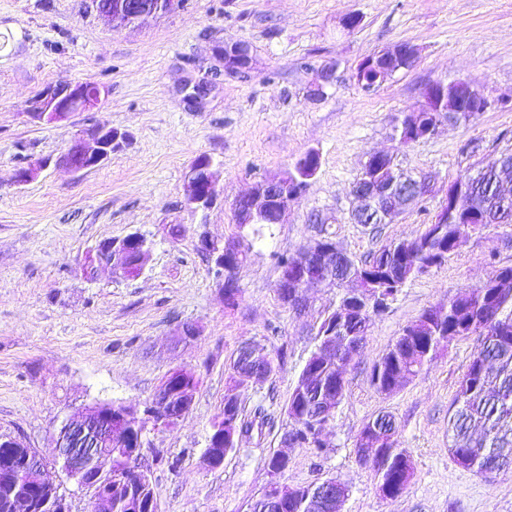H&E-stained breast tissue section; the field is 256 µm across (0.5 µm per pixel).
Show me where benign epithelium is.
Instances as JSON below:
<instances>
[{
    "mask_svg": "<svg viewBox=\"0 0 512 512\" xmlns=\"http://www.w3.org/2000/svg\"><path fill=\"white\" fill-rule=\"evenodd\" d=\"M97 12L106 20L126 26H135L150 16L165 14L171 11L175 0H94ZM418 57L417 48L410 45H398L382 50L370 65L384 59L390 66L377 71L380 83L391 79L398 71L396 64L403 59L413 61ZM225 68L228 74H235L249 67L251 62L250 49L244 44H233L224 49ZM464 95L473 111L484 112L490 107V100L484 92L466 80H454L451 83L434 81L425 87L422 101L411 111L402 114L394 127L400 133L399 143L409 145L428 139L436 132V127L425 125L421 121V113L427 112L430 105L441 102L448 96V87ZM103 89L98 85L84 82L75 85L55 86L31 102L30 113L39 121L54 123L68 119L76 112H83L97 107L102 101ZM127 145L126 133L99 123L91 128L79 131L67 149L56 158L48 157L21 168L16 173V181L25 184L31 181L37 172L52 165L64 166L73 172H81L104 166L112 158V154L124 149ZM393 156L387 153L374 154V171L360 176L353 185V196L357 206L351 212V220L355 224H387L396 218L412 202H416L434 193L435 177L405 174L393 179L395 189H385L376 177L379 163L390 164ZM217 195L216 183L212 172V160L206 155L198 156L190 166L184 187V206L189 209L209 207ZM297 197L294 183L289 180L288 173L263 179L254 184L251 190L240 197L234 204L233 216L237 224H264L268 218V210L274 211V223L283 224L293 200ZM464 205L462 187L452 183L448 185L444 196L439 201L435 214V222L448 223V211L461 212ZM138 248V270L147 264L151 247L145 238L137 233H130L117 241H110L98 246L87 256V269L95 273L99 267H110L116 274H127L130 265L126 263L130 247ZM197 247L216 265L224 266V256L240 245L227 241L219 245L205 232L197 236ZM321 256L320 266L334 268L336 258L341 252L336 245L325 244L320 238L315 245L302 252L301 259L306 261ZM307 279L295 283L288 280V274H280L278 281L279 293L285 297L286 304L296 313L308 304L303 293ZM179 382L181 400L176 408L169 407L170 398L159 397L155 400L151 416L163 424L178 421L182 417L180 410L192 407L196 387V377L187 371L171 373ZM134 424L133 416L125 409L110 403H96L85 408L76 417L65 420L55 439L52 448L54 458L64 464V472L68 479L79 487L88 490L94 488L97 479L95 473L104 469L102 462L112 463V440L123 436Z\"/></svg>",
    "mask_w": 512,
    "mask_h": 512,
    "instance_id": "1",
    "label": "benign epithelium"
}]
</instances>
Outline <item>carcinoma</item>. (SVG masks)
<instances>
[{"label":"carcinoma","mask_w":512,"mask_h":512,"mask_svg":"<svg viewBox=\"0 0 512 512\" xmlns=\"http://www.w3.org/2000/svg\"><path fill=\"white\" fill-rule=\"evenodd\" d=\"M470 105L453 89H448L446 112H429L430 118L450 116L461 118L466 125L474 116L465 113ZM313 157L307 153L289 168V174L298 180L296 187L305 191L309 185L307 168ZM489 170L478 182L467 186V208L479 214L485 222L496 225L512 224V205L505 207L501 197L512 198V165L504 168L488 160ZM475 225L448 215L446 224H426L414 239L406 242L401 253L391 243L357 261L348 258L340 268L336 281L325 282L337 289L336 303L329 305L317 328L333 331L331 339L336 346V357H327L314 349L292 389L286 414L288 429H297L298 445L320 448L315 429L324 427L319 419L324 391L336 383L339 363L347 360L352 344L366 340L373 318L381 313L376 308L343 314L346 302L344 280L357 288L369 285L374 271L392 280L387 295H393L394 286L407 283L424 270L441 267L469 237ZM500 282L481 284L469 292L448 300V309L437 320L422 313L415 321L402 328L399 336L374 365L370 386L380 395L389 397L412 380L432 361L445 336L468 332L477 337V346L458 382L456 395L448 408V452L453 461L479 476L493 478L495 468L512 464V266L496 270ZM219 422L225 424L222 453L235 447L231 434H247L253 422L245 419L239 395L224 396V408ZM388 436L381 445L382 453L370 464L379 488L399 486V466L406 452L397 447L398 427L394 416L385 412L368 421L359 436L378 434ZM154 491L147 473L137 463L126 464L121 476H105L99 490L90 502L91 512H131L129 501L147 496ZM0 512H21L15 500L13 486L0 480ZM252 512H334L317 497V483L299 487L288 499V506L277 510V505L261 496L252 506Z\"/></svg>","instance_id":"obj_1"}]
</instances>
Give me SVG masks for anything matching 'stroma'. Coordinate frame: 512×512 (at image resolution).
I'll list each match as a JSON object with an SVG mask.
<instances>
[{"label": "stroma", "mask_w": 512, "mask_h": 512, "mask_svg": "<svg viewBox=\"0 0 512 512\" xmlns=\"http://www.w3.org/2000/svg\"><path fill=\"white\" fill-rule=\"evenodd\" d=\"M351 14L360 23L349 32L342 20ZM233 43L247 44L252 62L227 75L220 52ZM399 43L417 47L414 67L362 91L361 61ZM325 66L331 81L322 97L310 98ZM456 79L482 87L492 107L430 139L394 140L397 118L419 103L426 84ZM78 82L104 88L97 108L54 124L30 119L29 105L44 90ZM97 123L130 137L106 165L80 173L52 166L16 183L19 167L59 156ZM311 150L319 168L286 223L259 238L252 226L235 224L240 195ZM506 151L512 0H180L135 27L108 22L92 0H0V434L50 455L63 418L96 402L143 408L169 372L186 369L199 379L191 410L144 434L140 463L160 512H251L278 454L288 458L289 485L327 477L347 484L341 512H512V470L489 482L448 453V407L475 337L449 342L392 396L369 384L405 325L512 266V224L471 233L374 319L348 365L347 391L320 452L285 444L283 433L294 382L336 291L308 288L310 304L299 313L277 291L278 256L302 251L321 231L362 258L412 240L431 222L436 195L390 224L351 223L350 190L370 154H392L400 169L433 175L442 189ZM200 155L213 161L219 197L188 211L184 179ZM318 214L328 216L326 228L314 224ZM176 224L182 235H172ZM201 229L250 246L235 307L225 305L214 262L196 249ZM135 231L152 244L138 275L86 274L91 250ZM186 322L199 328L190 341L177 334ZM249 342L277 365L240 396L246 417L260 405L264 418L214 469L203 461L211 425L232 386L229 364ZM383 410L394 414L398 445L414 468L395 498L379 494L355 452L360 430Z\"/></svg>", "instance_id": "35a3bbf8"}]
</instances>
